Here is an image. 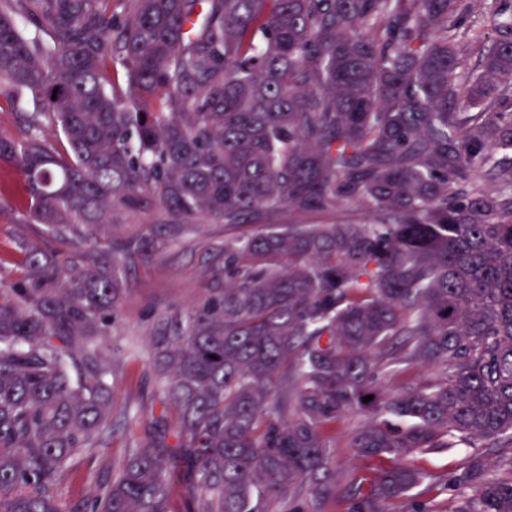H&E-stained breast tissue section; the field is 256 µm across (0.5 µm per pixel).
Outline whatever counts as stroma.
<instances>
[{
    "instance_id": "1",
    "label": "stroma",
    "mask_w": 512,
    "mask_h": 512,
    "mask_svg": "<svg viewBox=\"0 0 512 512\" xmlns=\"http://www.w3.org/2000/svg\"><path fill=\"white\" fill-rule=\"evenodd\" d=\"M164 219L158 208L117 214L107 237L124 239L155 231ZM260 223L227 224L217 218L191 221L178 235L169 237L157 259L140 260L129 266L127 290L119 322L99 353L101 362L113 367L109 382L114 393L112 431L102 444L87 448L73 460L70 472L60 482L57 493L68 506L83 505L98 482L111 476L112 467L126 451L149 442L155 434L157 417L173 420L167 409L150 362L152 336L165 328L173 312L186 311L213 287L215 275L224 264V241L260 232ZM40 241L38 226L18 224L11 207L0 210V288L22 273V254L14 249L18 236ZM358 415L337 422L336 458L353 466L361 491H368L374 477L390 468L391 459L354 457L349 446L351 430L361 423Z\"/></svg>"
}]
</instances>
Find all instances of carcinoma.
Returning <instances> with one entry per match:
<instances>
[{"label": "carcinoma", "instance_id": "obj_1", "mask_svg": "<svg viewBox=\"0 0 512 512\" xmlns=\"http://www.w3.org/2000/svg\"><path fill=\"white\" fill-rule=\"evenodd\" d=\"M0 0V95L29 105L0 164L18 222L0 300V512H71L58 483L110 433L125 270L155 236L102 244L125 210L243 224L282 207L362 224H268L224 240V285L156 337L173 429L131 449L86 512H512V453L448 476L414 455L512 448V0ZM478 59L476 70L465 61ZM417 367L432 376L396 389ZM368 395L373 399L364 403ZM395 460L367 493L330 431Z\"/></svg>", "mask_w": 512, "mask_h": 512}]
</instances>
